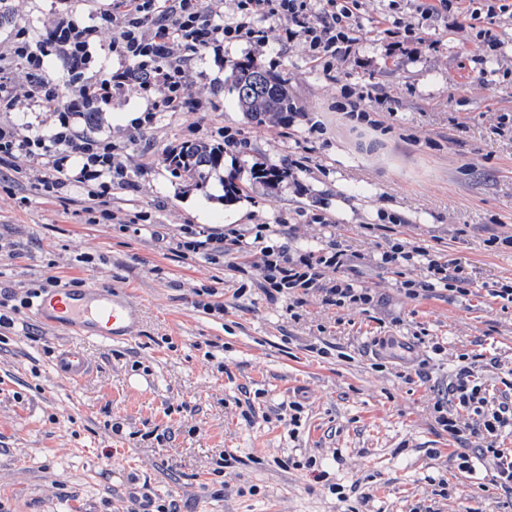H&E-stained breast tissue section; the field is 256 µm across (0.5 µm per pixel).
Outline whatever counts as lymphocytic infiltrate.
Wrapping results in <instances>:
<instances>
[{
	"label": "lymphocytic infiltrate",
	"mask_w": 512,
	"mask_h": 512,
	"mask_svg": "<svg viewBox=\"0 0 512 512\" xmlns=\"http://www.w3.org/2000/svg\"><path fill=\"white\" fill-rule=\"evenodd\" d=\"M33 34L15 0H0V112L37 113V123H0V168L26 176L27 164L39 165L37 182L44 194L60 197L70 182L87 187L86 211L112 221L97 209L114 180L126 177L114 159L112 141L81 132L85 113L104 112L113 100L135 96L146 107L135 128L152 127L161 112H197L193 89L200 75L194 61L225 44L247 40L261 48L302 40L309 60L324 75L338 72L358 43L362 0H49ZM278 18L279 28H265L264 18ZM392 270L416 267L418 277L400 283L411 299L447 292L462 298L473 282L458 259L398 239L369 257L344 249L337 241L298 252L287 244L261 247L252 267L266 294L287 293L290 308L302 307L309 294L323 305L370 310L376 292L356 278L362 260ZM335 278H328V271ZM503 388L489 385L474 365L461 366L446 392L433 404L441 431L458 445L459 469L473 471L486 461L497 487L512 496V448L502 437L512 433V368Z\"/></svg>",
	"instance_id": "1"
}]
</instances>
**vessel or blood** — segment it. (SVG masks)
<instances>
[{
	"instance_id": "b4317fda",
	"label": "vessel or blood",
	"mask_w": 512,
	"mask_h": 512,
	"mask_svg": "<svg viewBox=\"0 0 512 512\" xmlns=\"http://www.w3.org/2000/svg\"><path fill=\"white\" fill-rule=\"evenodd\" d=\"M34 314L46 326L108 342L134 336L139 325L138 308L133 300L111 289L48 290L39 294ZM56 367L61 375L74 382L83 381L91 371L86 355L72 348L58 355Z\"/></svg>"
}]
</instances>
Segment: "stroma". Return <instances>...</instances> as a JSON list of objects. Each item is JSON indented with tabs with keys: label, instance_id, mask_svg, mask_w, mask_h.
<instances>
[{
	"label": "stroma",
	"instance_id": "obj_1",
	"mask_svg": "<svg viewBox=\"0 0 512 512\" xmlns=\"http://www.w3.org/2000/svg\"><path fill=\"white\" fill-rule=\"evenodd\" d=\"M507 2L492 24L497 50L465 8L424 22L412 0H365L361 61L344 64L341 81L314 70L302 41L273 52L238 41L195 59L202 111L160 113L140 133L127 116L144 100L115 101L95 129L128 170L104 199L115 222L88 221L81 184L59 200L0 180V295L51 277L123 290L141 310L124 342L45 327L30 308L0 329V512H131L151 499L177 512H512L484 467L458 470L428 407L430 385L448 383L461 353L499 357L486 374L499 386L512 367V308L480 290L409 299L397 274L367 265L362 281L380 298L372 312L311 296L293 319L288 298L267 299L257 273L172 248L187 226L226 235L285 222L303 250L333 238L368 254L398 238L460 259L479 286L512 278V247L487 244L512 232V138L494 132L512 114ZM385 15L422 23L430 43L389 55ZM247 59L285 81L301 112L294 123L259 125L239 110L229 77ZM344 82L389 101H360L366 122L337 112ZM315 122L323 135H309ZM221 128L247 136L248 150L224 154L204 185L171 176L173 149L218 142ZM299 157L306 170L278 185L249 175ZM234 172L242 190L228 199ZM139 211L149 215L141 227ZM386 213L401 223H383ZM312 214L327 224L307 223ZM212 296L223 312L203 310ZM69 347L91 364L83 382L55 368ZM419 366L430 383L402 379Z\"/></svg>",
	"mask_w": 512,
	"mask_h": 512
}]
</instances>
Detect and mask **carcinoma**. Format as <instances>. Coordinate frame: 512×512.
I'll use <instances>...</instances> for the list:
<instances>
[{"label":"carcinoma","mask_w":512,"mask_h":512,"mask_svg":"<svg viewBox=\"0 0 512 512\" xmlns=\"http://www.w3.org/2000/svg\"><path fill=\"white\" fill-rule=\"evenodd\" d=\"M231 90L240 110L258 124L275 121L286 125L288 118L298 113L285 82L254 61L236 65ZM221 158V152L210 146L192 144L170 158V173L175 178L203 182L210 171L221 165Z\"/></svg>","instance_id":"obj_1"}]
</instances>
